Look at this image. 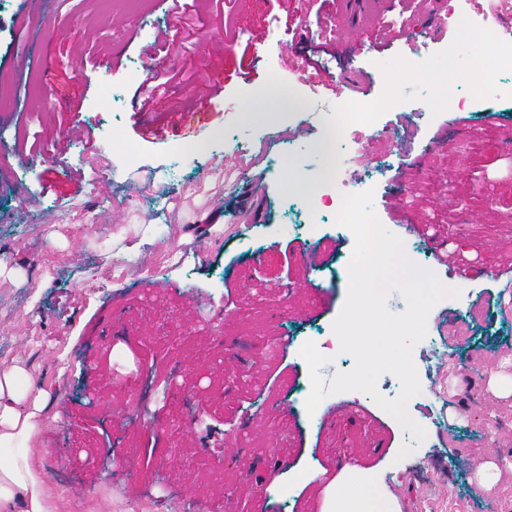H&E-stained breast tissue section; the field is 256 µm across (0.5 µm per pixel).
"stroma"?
<instances>
[{
	"mask_svg": "<svg viewBox=\"0 0 512 512\" xmlns=\"http://www.w3.org/2000/svg\"><path fill=\"white\" fill-rule=\"evenodd\" d=\"M117 6L0 5V77L18 97L0 111V254L26 276L0 279V361H25L52 395L32 464L59 512H330L355 471L376 476L393 512H512V468L491 491L472 482L492 452L512 454V398H489L486 385L512 362V98L471 87L477 29L410 20L398 0L357 44L332 49L336 0H239L232 18L204 12L207 46L166 53L155 37L177 20L165 0ZM255 47L262 61L245 69ZM291 50L310 59L305 74L287 67ZM148 62L201 79L223 71L211 119L141 139L132 95ZM274 70L328 106L398 103L389 162L369 147L343 175L376 172L381 223L405 253L435 242L428 270L461 291L427 319L444 355L413 348L421 390L407 413L423 440L368 396L324 398L330 425L289 413L310 374L292 339L339 315L354 242L331 226L315 242L287 228L328 159L321 122L271 116L252 97ZM110 84L119 101L104 111ZM462 94L469 106L449 110ZM302 123L310 135L293 138ZM117 140L137 144L140 170L121 167ZM241 147L248 169L235 176ZM256 200L253 223L242 206ZM145 224L151 268L119 275L122 242ZM315 246L321 265H305ZM281 338L280 356H267L264 342ZM274 455L282 469H269ZM301 459L318 476L289 486L286 467Z\"/></svg>",
	"mask_w": 512,
	"mask_h": 512,
	"instance_id": "1",
	"label": "stroma"
}]
</instances>
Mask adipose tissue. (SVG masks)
Returning a JSON list of instances; mask_svg holds the SVG:
<instances>
[{"label":"adipose tissue","mask_w":512,"mask_h":512,"mask_svg":"<svg viewBox=\"0 0 512 512\" xmlns=\"http://www.w3.org/2000/svg\"><path fill=\"white\" fill-rule=\"evenodd\" d=\"M50 398L25 363L0 361V512H58L44 475L31 463ZM387 502L363 473L338 494L336 512H386Z\"/></svg>","instance_id":"ef3b65f1"}]
</instances>
